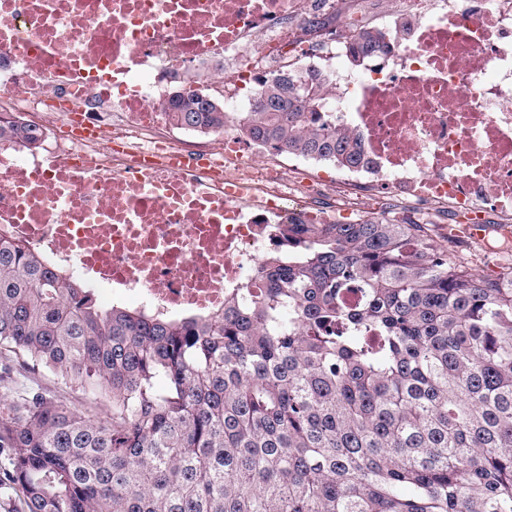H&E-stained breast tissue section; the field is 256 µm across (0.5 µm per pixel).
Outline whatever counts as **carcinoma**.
Here are the masks:
<instances>
[{"label":"carcinoma","mask_w":512,"mask_h":512,"mask_svg":"<svg viewBox=\"0 0 512 512\" xmlns=\"http://www.w3.org/2000/svg\"><path fill=\"white\" fill-rule=\"evenodd\" d=\"M361 26L356 66L385 46ZM325 73L262 81L249 142L343 167L354 137L316 117ZM171 98L224 130V103ZM38 131L0 122V143ZM426 224L290 222L258 286L210 313L100 305L0 241V454L21 512H512V267L478 275ZM357 289L351 303L347 294ZM43 369L106 419L12 378Z\"/></svg>","instance_id":"1"}]
</instances>
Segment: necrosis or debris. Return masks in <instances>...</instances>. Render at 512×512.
Listing matches in <instances>:
<instances>
[{"instance_id": "obj_1", "label": "necrosis or debris", "mask_w": 512, "mask_h": 512, "mask_svg": "<svg viewBox=\"0 0 512 512\" xmlns=\"http://www.w3.org/2000/svg\"><path fill=\"white\" fill-rule=\"evenodd\" d=\"M390 37L344 65L357 28L310 37L345 0H0V241L161 312L222 309L251 288L277 229L359 221L492 224L512 238V0H382ZM325 59L326 118L359 166L315 171L238 132L280 68ZM224 103L217 137L174 126L170 89ZM38 140V131L26 124L22 123H2L0 122V143L8 142L10 144L18 145L31 149V147Z\"/></svg>"}]
</instances>
